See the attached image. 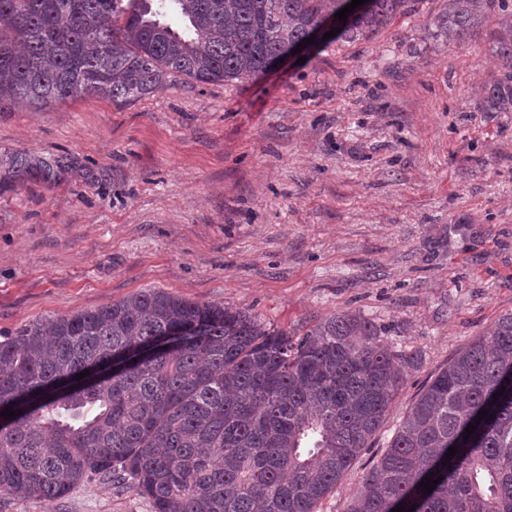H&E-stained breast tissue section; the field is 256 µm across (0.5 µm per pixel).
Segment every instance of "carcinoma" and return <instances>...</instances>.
I'll return each instance as SVG.
<instances>
[{
    "label": "carcinoma",
    "instance_id": "1",
    "mask_svg": "<svg viewBox=\"0 0 512 512\" xmlns=\"http://www.w3.org/2000/svg\"><path fill=\"white\" fill-rule=\"evenodd\" d=\"M405 3L367 0L334 39L374 33ZM344 7L0 0V105L40 109L84 96L121 103L179 76L251 79ZM495 7L505 11L506 0H448L439 28L462 41ZM493 49L500 74L483 108L512 112L511 14ZM478 235L472 224H446L429 255L448 252L455 236ZM409 362L360 313L333 314L294 338L246 309L153 288L36 321L0 337V497L54 502L92 476H110L131 480L152 512H317L383 425ZM6 409L21 414L6 419ZM429 475L441 479L430 492L419 486ZM395 505L512 512V312L417 395L348 512Z\"/></svg>",
    "mask_w": 512,
    "mask_h": 512
}]
</instances>
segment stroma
<instances>
[{"label":"stroma","instance_id":"obj_1","mask_svg":"<svg viewBox=\"0 0 512 512\" xmlns=\"http://www.w3.org/2000/svg\"><path fill=\"white\" fill-rule=\"evenodd\" d=\"M448 0H408L368 38L221 83L173 78L117 104L0 105V332L145 288L247 308L302 336L341 311L411 356L381 429L318 512L350 497L429 378L512 312V112H486L501 12L466 41ZM24 152L50 161L22 177ZM447 224H476L430 258ZM0 512H152L92 478Z\"/></svg>","mask_w":512,"mask_h":512}]
</instances>
